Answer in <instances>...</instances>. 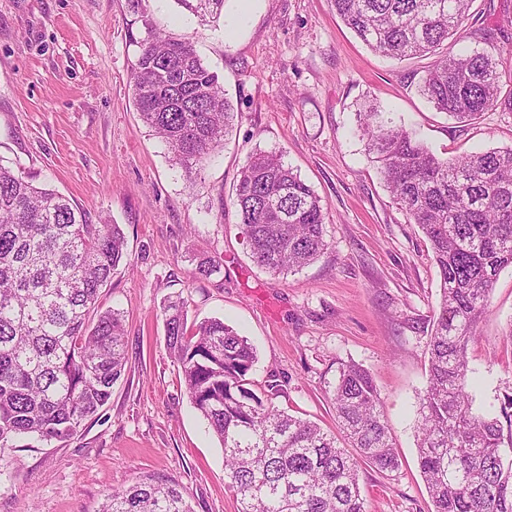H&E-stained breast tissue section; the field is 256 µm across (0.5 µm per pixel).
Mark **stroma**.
<instances>
[{
  "mask_svg": "<svg viewBox=\"0 0 512 512\" xmlns=\"http://www.w3.org/2000/svg\"><path fill=\"white\" fill-rule=\"evenodd\" d=\"M150 26L193 42L237 112L223 150L190 178L134 102L137 43ZM468 28L470 49H483L482 28L512 39V0H474ZM426 64L371 51L329 0H224L223 20L205 24L176 0H0V158L89 215H109L127 242L99 298L100 309L125 314L124 372L102 418L67 441L0 446V512H98L112 489L142 475L177 481L194 512H238L220 443L166 348L161 307L174 295L189 322L218 317L247 336L256 390L277 378V405L338 445L346 440L330 390L344 364L366 368L400 459L389 474L361 466L367 512H433L417 424L440 274L354 136L355 114L373 101L452 158L511 146L512 111L495 106L471 124L435 111L417 90ZM258 150L280 155L326 212L327 250L295 273L273 276L254 262L231 205ZM202 260L220 272L196 275ZM478 334L467 352L476 406L496 412L512 393V267Z\"/></svg>",
  "mask_w": 512,
  "mask_h": 512,
  "instance_id": "stroma-1",
  "label": "stroma"
}]
</instances>
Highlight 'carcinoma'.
Here are the masks:
<instances>
[{"mask_svg":"<svg viewBox=\"0 0 512 512\" xmlns=\"http://www.w3.org/2000/svg\"><path fill=\"white\" fill-rule=\"evenodd\" d=\"M473 0H331L368 48L402 59L434 57L419 91L460 122L487 109L512 110L502 95V56L450 55L468 38ZM208 22L224 0H177ZM138 112L190 174L232 128L234 108L219 76L191 42L148 29L132 75ZM356 131L378 163L393 202L431 244L441 303L429 340L421 398L418 466L434 512H512V395L501 415L474 409L466 354L489 312L500 272L512 267V146L442 158L368 105ZM232 206L251 256L274 275L297 271L328 247L321 198L280 156L254 153ZM125 257L120 225L96 220L64 195L35 186L20 166L0 162V444L17 437L64 441L99 418L125 366L124 319L98 311L102 288ZM167 349L185 392L224 450L225 485L239 512H366L360 464L382 473L399 455L369 372L344 366L330 400L358 457L316 423L288 414L271 380L261 393L250 372L256 348L223 320L187 326L185 302L162 306ZM100 512H192L172 480L139 479L112 490Z\"/></svg>","mask_w":512,"mask_h":512,"instance_id":"carcinoma-1","label":"carcinoma"}]
</instances>
